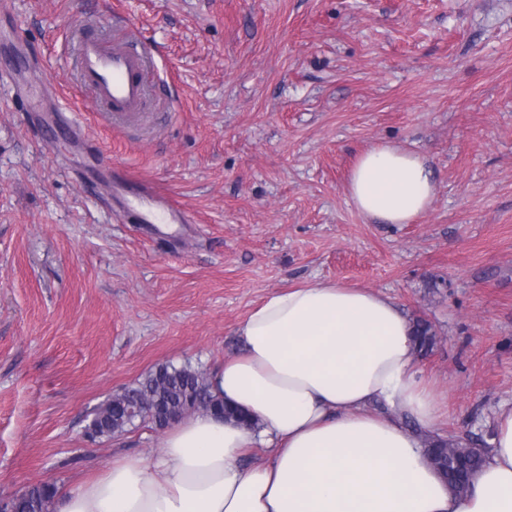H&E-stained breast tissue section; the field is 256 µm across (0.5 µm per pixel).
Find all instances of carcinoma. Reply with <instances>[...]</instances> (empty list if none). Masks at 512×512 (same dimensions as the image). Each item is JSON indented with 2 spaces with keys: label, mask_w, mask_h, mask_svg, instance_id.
Returning a JSON list of instances; mask_svg holds the SVG:
<instances>
[{
  "label": "carcinoma",
  "mask_w": 512,
  "mask_h": 512,
  "mask_svg": "<svg viewBox=\"0 0 512 512\" xmlns=\"http://www.w3.org/2000/svg\"><path fill=\"white\" fill-rule=\"evenodd\" d=\"M415 339L418 352H429L435 339L432 326L423 320L416 321ZM158 398L164 406L176 410L191 402L205 404L211 409L218 407L224 415H230L226 405L218 404L217 399L210 394L207 378L202 372L189 365L177 367L164 364L102 405L86 427L87 434L96 438H109L135 425L137 421L156 425L157 415L152 411L151 404ZM445 448L444 443L430 440L426 452L437 472L457 493L464 494L470 488L471 475L483 462V458L472 456L465 448H455L449 455ZM55 493L56 487L53 484H33L11 495L4 503V510L50 512Z\"/></svg>",
  "instance_id": "1"
}]
</instances>
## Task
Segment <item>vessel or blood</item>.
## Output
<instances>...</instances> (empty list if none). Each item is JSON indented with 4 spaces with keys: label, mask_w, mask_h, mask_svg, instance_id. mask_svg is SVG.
<instances>
[{
    "label": "vessel or blood",
    "mask_w": 512,
    "mask_h": 512,
    "mask_svg": "<svg viewBox=\"0 0 512 512\" xmlns=\"http://www.w3.org/2000/svg\"><path fill=\"white\" fill-rule=\"evenodd\" d=\"M148 48L124 43L106 44L101 38L80 33L76 42L75 67L79 83L92 96L99 117L117 125L127 123L139 112L146 96L143 72L151 67ZM17 102L28 112L39 109L42 96H56L53 88L15 84ZM100 178L109 189L112 207L129 212L139 224H187L190 216L145 181L130 179L125 173L104 165Z\"/></svg>",
    "instance_id": "b4317fda"
}]
</instances>
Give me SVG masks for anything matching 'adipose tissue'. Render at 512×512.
Returning <instances> with one entry per match:
<instances>
[{
	"instance_id": "ef3b65f1",
	"label": "adipose tissue",
	"mask_w": 512,
	"mask_h": 512,
	"mask_svg": "<svg viewBox=\"0 0 512 512\" xmlns=\"http://www.w3.org/2000/svg\"><path fill=\"white\" fill-rule=\"evenodd\" d=\"M347 193L371 221L412 224L435 179L418 153L379 144L356 161ZM237 334L241 354L210 381L257 430L211 414L178 419L155 459L112 461L59 492L56 512H512V406L468 493L451 492L424 456L437 398L391 297L338 282L291 286ZM252 448L269 449L268 461L241 466Z\"/></svg>"
}]
</instances>
